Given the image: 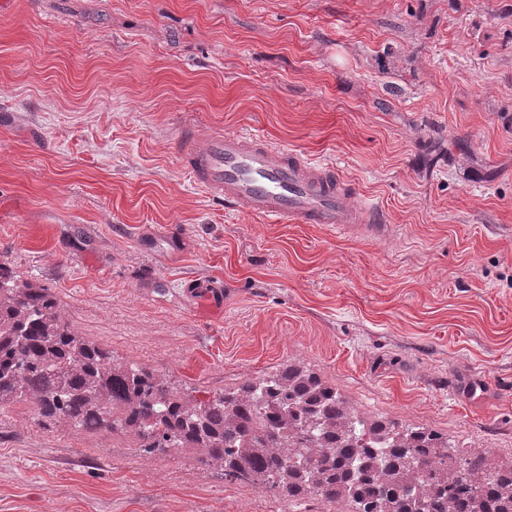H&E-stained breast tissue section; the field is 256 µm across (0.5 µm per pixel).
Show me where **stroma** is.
<instances>
[{"label":"stroma","mask_w":512,"mask_h":512,"mask_svg":"<svg viewBox=\"0 0 512 512\" xmlns=\"http://www.w3.org/2000/svg\"><path fill=\"white\" fill-rule=\"evenodd\" d=\"M510 114L512 0H0V268L186 393L290 362L508 464ZM185 126L334 163L387 231L226 208L185 168ZM345 510L0 411V512Z\"/></svg>","instance_id":"35a3bbf8"}]
</instances>
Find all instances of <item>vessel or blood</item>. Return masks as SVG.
I'll return each instance as SVG.
<instances>
[{"instance_id":"b4317fda","label":"vessel or blood","mask_w":512,"mask_h":512,"mask_svg":"<svg viewBox=\"0 0 512 512\" xmlns=\"http://www.w3.org/2000/svg\"><path fill=\"white\" fill-rule=\"evenodd\" d=\"M180 141L196 180L239 210L278 224H325L340 233L385 229L380 208L346 203L345 183L332 164L249 134L219 132L200 147L186 128Z\"/></svg>"}]
</instances>
